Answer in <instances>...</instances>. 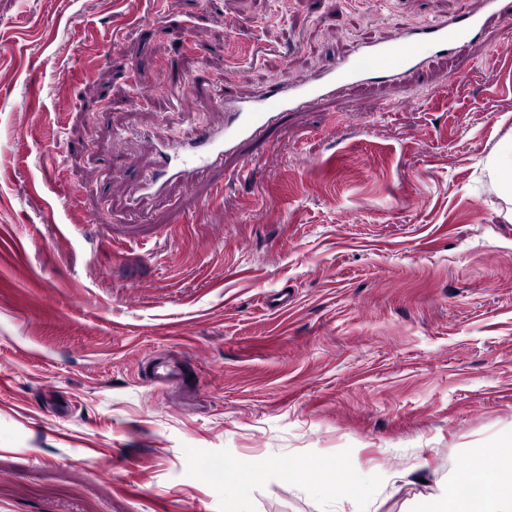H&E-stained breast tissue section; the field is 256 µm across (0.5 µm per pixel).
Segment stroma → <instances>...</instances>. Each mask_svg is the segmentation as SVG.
<instances>
[{
	"instance_id": "obj_1",
	"label": "stroma",
	"mask_w": 512,
	"mask_h": 512,
	"mask_svg": "<svg viewBox=\"0 0 512 512\" xmlns=\"http://www.w3.org/2000/svg\"><path fill=\"white\" fill-rule=\"evenodd\" d=\"M108 2L0 0V512H230L216 469L252 458L273 466L247 512H415L512 441V221L483 171L512 24L429 59L410 104L341 88L247 171L134 207L113 172L137 181L225 89L478 0ZM156 353L192 357L198 402L146 385Z\"/></svg>"
}]
</instances>
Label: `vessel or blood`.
Wrapping results in <instances>:
<instances>
[{"label":"vessel or blood","instance_id":"vessel-or-blood-1","mask_svg":"<svg viewBox=\"0 0 512 512\" xmlns=\"http://www.w3.org/2000/svg\"><path fill=\"white\" fill-rule=\"evenodd\" d=\"M494 22H512V0H480L477 10L401 33L392 41L368 43L354 59L328 63L315 76L284 79L265 94L221 96L211 109L223 113L222 123L204 128L200 137L177 150L156 144L162 168L146 171L128 195L137 203L160 194L168 182L190 183L225 156L236 154L243 144L258 139L282 114L307 111L348 85L394 83L418 74L430 58L485 38ZM150 374L155 385L194 386L185 372L160 360L152 363Z\"/></svg>","mask_w":512,"mask_h":512}]
</instances>
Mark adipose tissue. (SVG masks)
I'll list each match as a JSON object with an SVG mask.
<instances>
[{
	"instance_id": "adipose-tissue-1",
	"label": "adipose tissue",
	"mask_w": 512,
	"mask_h": 512,
	"mask_svg": "<svg viewBox=\"0 0 512 512\" xmlns=\"http://www.w3.org/2000/svg\"><path fill=\"white\" fill-rule=\"evenodd\" d=\"M486 170L498 195L512 203V139L504 138L489 155ZM270 461L251 459L224 466L220 476L238 498L232 512H244L242 502L266 482ZM422 512H512V447L487 449L467 476L449 481L447 490L426 503Z\"/></svg>"
}]
</instances>
